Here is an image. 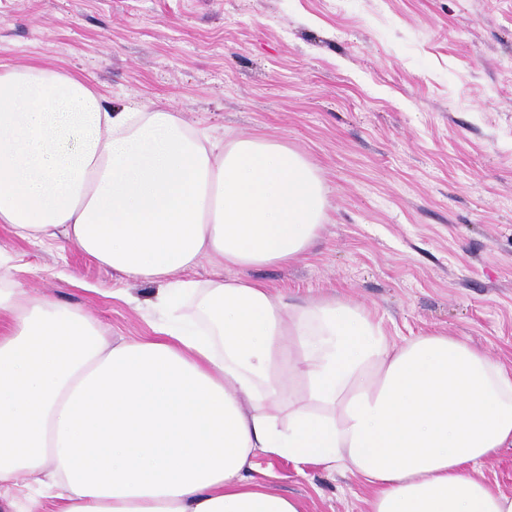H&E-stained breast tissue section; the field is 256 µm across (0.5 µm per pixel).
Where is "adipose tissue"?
<instances>
[{"instance_id": "1", "label": "adipose tissue", "mask_w": 512, "mask_h": 512, "mask_svg": "<svg viewBox=\"0 0 512 512\" xmlns=\"http://www.w3.org/2000/svg\"><path fill=\"white\" fill-rule=\"evenodd\" d=\"M326 208L286 143L221 142L162 108H105L79 76L1 67L0 224L152 284L163 318L112 344L0 284V490L33 478L58 512H303L249 477L262 452L343 466L369 512H512L475 476L512 447L511 371L464 338L396 343L355 303L249 277L305 255ZM204 258L218 274L175 279Z\"/></svg>"}]
</instances>
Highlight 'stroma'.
I'll use <instances>...</instances> for the list:
<instances>
[{
  "label": "stroma",
  "mask_w": 512,
  "mask_h": 512,
  "mask_svg": "<svg viewBox=\"0 0 512 512\" xmlns=\"http://www.w3.org/2000/svg\"><path fill=\"white\" fill-rule=\"evenodd\" d=\"M80 75L227 137L286 141L328 191L325 227L273 293L335 295L391 340L467 338L512 367V0H0V66ZM21 302L77 308L113 342L150 335L149 287L0 224ZM305 512H367L343 469L257 454Z\"/></svg>",
  "instance_id": "stroma-1"
}]
</instances>
